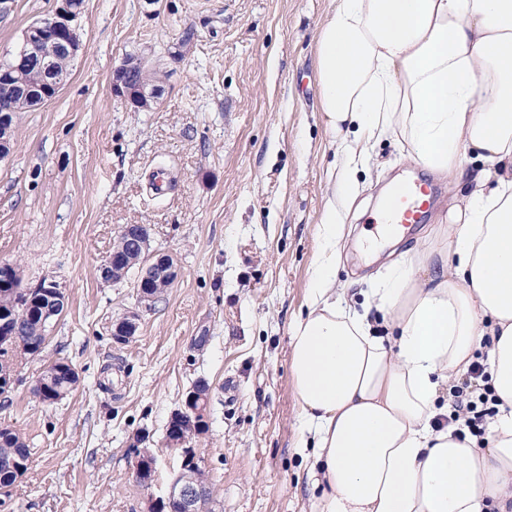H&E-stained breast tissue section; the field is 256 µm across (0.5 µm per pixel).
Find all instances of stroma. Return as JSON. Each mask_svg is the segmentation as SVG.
Returning <instances> with one entry per match:
<instances>
[{"mask_svg": "<svg viewBox=\"0 0 512 512\" xmlns=\"http://www.w3.org/2000/svg\"><path fill=\"white\" fill-rule=\"evenodd\" d=\"M59 0H0V57ZM331 0H85L83 45L57 97L14 119L0 159V260L22 287L56 280L67 306L45 352L17 365L0 427L20 432L30 470L11 512H148L177 471L162 455L151 489L133 477L135 438L161 447L173 410L197 380L211 386L207 432L194 446L207 512H311L296 428L290 324L303 310L328 198L333 148L319 115L312 56ZM192 28L191 42L182 31ZM141 59L158 96L134 110L112 88L123 59ZM164 171L169 188L153 190ZM427 171L394 136L371 149L340 244L336 279L356 295L378 287L392 253L413 250L447 214L394 252L368 246L371 212L403 175ZM125 224L150 227L152 250L180 276L137 335L113 342L112 321L138 307L128 283L97 267ZM139 308V307H138ZM78 389L44 404L31 386L56 359Z\"/></svg>", "mask_w": 512, "mask_h": 512, "instance_id": "obj_1", "label": "stroma"}]
</instances>
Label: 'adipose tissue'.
Returning a JSON list of instances; mask_svg holds the SVG:
<instances>
[{
	"label": "adipose tissue",
	"instance_id": "ef3b65f1",
	"mask_svg": "<svg viewBox=\"0 0 512 512\" xmlns=\"http://www.w3.org/2000/svg\"><path fill=\"white\" fill-rule=\"evenodd\" d=\"M313 63L339 169L290 325L312 512H512V0H331ZM388 132L457 194L357 308L338 295L336 248ZM481 350L499 405L480 442L434 421Z\"/></svg>",
	"mask_w": 512,
	"mask_h": 512
}]
</instances>
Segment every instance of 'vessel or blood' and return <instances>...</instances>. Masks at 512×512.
Segmentation results:
<instances>
[{"instance_id": "vessel-or-blood-1", "label": "vessel or blood", "mask_w": 512, "mask_h": 512, "mask_svg": "<svg viewBox=\"0 0 512 512\" xmlns=\"http://www.w3.org/2000/svg\"><path fill=\"white\" fill-rule=\"evenodd\" d=\"M437 196L435 187L422 179L412 178L396 185L377 212L371 226L377 235L404 230L423 223Z\"/></svg>"}]
</instances>
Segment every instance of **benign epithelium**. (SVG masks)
<instances>
[{"mask_svg":"<svg viewBox=\"0 0 512 512\" xmlns=\"http://www.w3.org/2000/svg\"><path fill=\"white\" fill-rule=\"evenodd\" d=\"M79 13L70 0H61L55 13L30 24L24 32L23 44L15 64L0 72V156L13 150V122L16 113L47 103L55 98L65 81L59 71L63 59L75 57L80 41L73 25ZM25 70V79L14 80L13 71ZM142 63L125 59L112 72V86L116 93L128 97L140 109L147 105L146 82ZM123 239L120 252L105 257L98 265L100 279L105 283L131 280L139 302L150 305L162 292L178 280L180 268L173 256L150 251L149 227L145 224H127L121 227ZM43 295L40 317L44 322L54 319L65 305L61 287L54 281L41 284ZM29 319V309L22 307L10 318L13 344L9 350L19 352L24 342L23 324ZM140 314L131 310L112 323V337L124 344L136 336ZM207 384H202L189 395L182 407L173 411L166 427L164 449L177 456L179 472L167 493L150 504L149 512H200L199 504L207 490L186 476V471L198 466L196 449L188 446L193 437L204 433L206 421ZM158 452L147 448L139 452L134 465L135 480L145 488L153 485L157 473Z\"/></svg>","mask_w":512,"mask_h":512,"instance_id":"benign-epithelium-1","label":"benign epithelium"}]
</instances>
